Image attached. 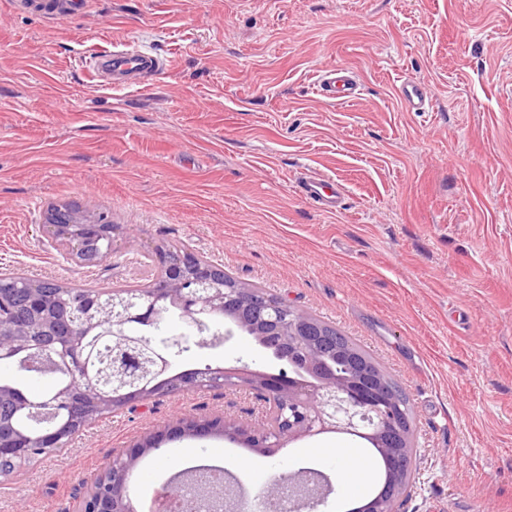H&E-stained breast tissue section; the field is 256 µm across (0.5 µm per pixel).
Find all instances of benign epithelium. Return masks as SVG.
Returning a JSON list of instances; mask_svg holds the SVG:
<instances>
[{"instance_id":"7a95c632","label":"benign epithelium","mask_w":512,"mask_h":512,"mask_svg":"<svg viewBox=\"0 0 512 512\" xmlns=\"http://www.w3.org/2000/svg\"><path fill=\"white\" fill-rule=\"evenodd\" d=\"M45 226L56 244L79 265H93L112 254L114 235L122 226L106 216L90 214L69 204H52L45 212ZM155 272L149 283L137 289H113L108 295L50 294L56 284L21 279L20 294L0 289V364L24 350L26 369L40 374L47 369L79 377L84 387H67L59 393V405L73 410L61 421L58 411L33 410V416L53 424L44 436L29 440L11 431L4 416L15 402L11 388L0 386V457L9 455L23 467L35 448H59L80 430L97 423L107 412L166 395L178 389L207 386H242L260 399L261 409L238 422L224 416L182 419L174 427L178 437L206 438L221 434L248 439L255 448H281L285 443L326 433L363 435L389 454L391 471L363 512H394V502L404 484V458L408 421L396 391L387 384L379 366L353 357L355 366L345 371L330 359L336 355L331 326L297 311L290 313L282 300L239 288L224 269L193 250L158 247L153 256ZM190 329L178 336H134L142 326H159L170 315ZM220 316L251 336L264 350L282 362L278 373H250L234 380L223 368L175 371L177 357L194 347L213 348L232 336V329L212 331L211 320ZM112 328L109 372L112 389L99 391V373L85 370V335ZM152 438L117 455L102 475L112 494L90 493L78 512H135L129 480L136 461L158 449ZM295 488L301 502L313 509L329 492V481L309 473L290 472L274 477L260 495L256 512H275L282 491Z\"/></svg>"}]
</instances>
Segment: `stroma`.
<instances>
[{"mask_svg":"<svg viewBox=\"0 0 512 512\" xmlns=\"http://www.w3.org/2000/svg\"><path fill=\"white\" fill-rule=\"evenodd\" d=\"M49 18L0 0V273L77 286L148 283L156 246H186L244 287L333 326L409 398L412 466L400 512H512V0H77ZM122 44L167 62L101 85L89 57ZM347 66L339 104L318 87ZM422 82L429 109L396 87ZM344 188L336 212L301 198L308 172ZM51 203L107 215L114 252L80 266L43 226ZM184 368L274 372L239 333ZM243 387L125 407L0 483V512H73L113 457L188 415L243 418ZM266 452L176 438L260 494L313 448ZM319 87L324 97L336 102H347L358 95L353 72L344 66L332 68L322 74Z\"/></svg>","mask_w":512,"mask_h":512,"instance_id":"1","label":"stroma"}]
</instances>
